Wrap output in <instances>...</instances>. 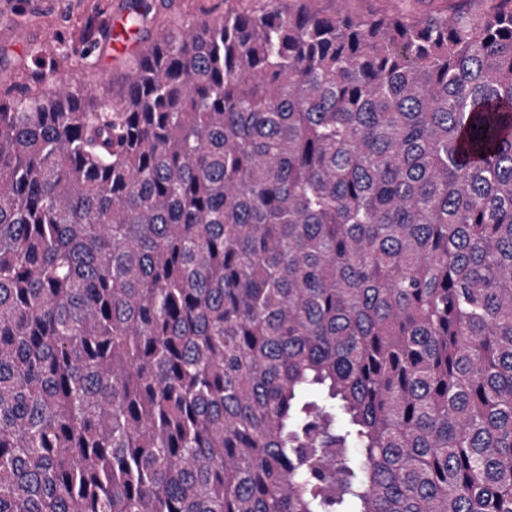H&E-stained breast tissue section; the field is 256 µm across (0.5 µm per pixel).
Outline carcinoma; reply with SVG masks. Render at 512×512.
I'll use <instances>...</instances> for the list:
<instances>
[{
    "mask_svg": "<svg viewBox=\"0 0 512 512\" xmlns=\"http://www.w3.org/2000/svg\"><path fill=\"white\" fill-rule=\"evenodd\" d=\"M356 1L0 93V512H512V0Z\"/></svg>",
    "mask_w": 512,
    "mask_h": 512,
    "instance_id": "cac0c4a2",
    "label": "carcinoma"
}]
</instances>
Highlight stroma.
<instances>
[{
	"instance_id": "35a3bbf8",
	"label": "stroma",
	"mask_w": 512,
	"mask_h": 512,
	"mask_svg": "<svg viewBox=\"0 0 512 512\" xmlns=\"http://www.w3.org/2000/svg\"><path fill=\"white\" fill-rule=\"evenodd\" d=\"M149 3L150 13L143 27L147 36L167 22L186 21L205 10L216 15L224 11V0H149ZM126 5L127 0H27V7L35 17L32 25L20 29L8 22L0 23V67L8 66L11 72L10 77L0 82V92L37 86L30 50L40 49L45 58L51 59L60 52L62 42L67 41L72 45V54L63 67L75 82L102 86L112 95H119L130 50L114 48L102 37L90 54L85 45L75 42L74 35L87 18H94L99 25L110 17L122 19Z\"/></svg>"
}]
</instances>
